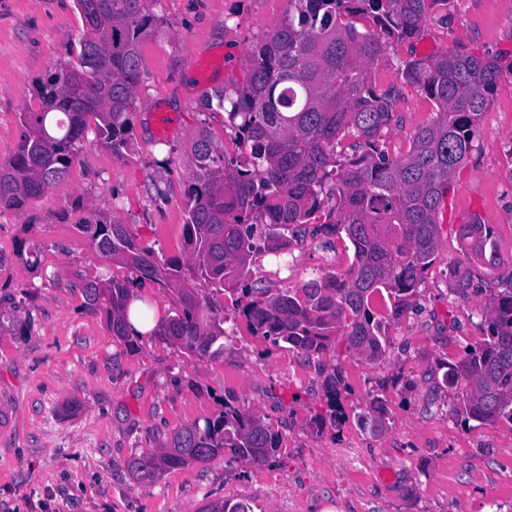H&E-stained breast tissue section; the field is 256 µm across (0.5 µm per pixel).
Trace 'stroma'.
Returning <instances> with one entry per match:
<instances>
[{"label": "stroma", "mask_w": 512, "mask_h": 512, "mask_svg": "<svg viewBox=\"0 0 512 512\" xmlns=\"http://www.w3.org/2000/svg\"><path fill=\"white\" fill-rule=\"evenodd\" d=\"M289 8L288 0H151L157 23L141 45L128 148L115 156L88 134L63 186L25 209H0V512H203L227 499L252 512H512V424L456 418L441 369L481 340L492 296L512 287V0H448L417 40L388 44L372 67L378 87L399 90L385 138L393 157L436 113L424 91L402 83L403 61L454 51L505 68L439 214L418 307L391 325L385 362L359 356L341 336L309 357L272 345L242 318L228 325L220 360L150 335L132 349L112 337L103 313L84 307V282L131 272L99 255L76 228L82 220L118 219L158 256L184 257L192 137L204 128L234 149L211 101L244 83L253 45ZM86 32L76 0H0V163L18 151L33 81L78 52ZM474 217L493 228L502 265H470L461 295L451 274L462 259L457 229ZM291 253L284 275L274 256L257 258L254 286L295 288L354 260L347 238L311 224ZM334 368L342 418L320 431L312 419L329 409ZM376 397L389 409L382 431L357 421ZM228 405L274 433L266 463L220 456L148 486L128 471L131 457Z\"/></svg>", "instance_id": "1"}]
</instances>
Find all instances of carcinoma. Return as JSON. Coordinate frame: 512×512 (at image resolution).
<instances>
[{
    "mask_svg": "<svg viewBox=\"0 0 512 512\" xmlns=\"http://www.w3.org/2000/svg\"><path fill=\"white\" fill-rule=\"evenodd\" d=\"M147 0H77L85 23L76 58L37 78V111L19 113L18 152L0 165V208L20 210L59 188L84 146L88 117L99 140L119 155L130 139L128 113L141 75L140 43L152 30ZM448 0H289L288 17L256 42L245 83L216 94L235 137L249 151L240 161L199 130L191 145L184 244L187 259H163L139 245L126 225L97 218L77 225L98 253L125 265L134 280L97 279L82 287L85 308L103 312L112 336L127 331L132 282L149 280L178 294L180 309L152 335L186 353L224 358L230 318L203 302L205 285L227 296L235 315L274 344L313 356L335 336L372 361L389 353L387 328L416 304L439 248L438 216L457 169L473 147L480 116L502 74L494 59L445 52L399 68L421 88L436 117L411 136L406 155L392 158L382 139L393 120L396 89H377L371 64L391 42L416 38L425 18ZM362 24L358 30L356 24ZM304 224L327 237L346 236L354 262L343 275L317 277L272 293L248 284L259 254L288 253ZM467 261L497 269L501 258L490 225L461 224ZM443 384L459 394L453 415L512 424V288L493 297L483 339L467 356L444 364ZM377 397L358 416L363 427H386ZM275 435L260 419L226 408L213 421L178 430L162 448L132 457L136 479L221 454L262 464ZM204 512H250L226 500Z\"/></svg>",
    "mask_w": 512,
    "mask_h": 512,
    "instance_id": "carcinoma-1",
    "label": "carcinoma"
}]
</instances>
